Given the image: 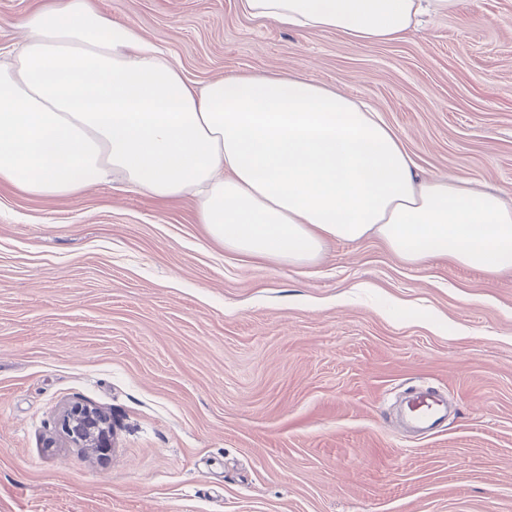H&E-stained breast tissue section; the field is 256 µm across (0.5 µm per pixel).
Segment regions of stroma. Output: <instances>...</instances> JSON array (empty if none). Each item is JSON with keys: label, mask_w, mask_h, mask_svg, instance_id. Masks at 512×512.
Returning <instances> with one entry per match:
<instances>
[{"label": "stroma", "mask_w": 512, "mask_h": 512, "mask_svg": "<svg viewBox=\"0 0 512 512\" xmlns=\"http://www.w3.org/2000/svg\"><path fill=\"white\" fill-rule=\"evenodd\" d=\"M40 0H0V51ZM185 76L301 73L364 101L421 171L512 198V0L359 46L239 0H94ZM451 411L406 434L397 402ZM104 456L47 448L66 404ZM0 512H512V272L409 265L378 239L306 266L210 242L191 199L0 185ZM60 428L66 443L88 451L104 450L110 432V422L104 412L87 404L68 406L61 417Z\"/></svg>", "instance_id": "35a3bbf8"}]
</instances>
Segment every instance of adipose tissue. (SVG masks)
Instances as JSON below:
<instances>
[{
	"instance_id": "ef3b65f1",
	"label": "adipose tissue",
	"mask_w": 512,
	"mask_h": 512,
	"mask_svg": "<svg viewBox=\"0 0 512 512\" xmlns=\"http://www.w3.org/2000/svg\"><path fill=\"white\" fill-rule=\"evenodd\" d=\"M298 33L403 40L457 0H240ZM0 60V184L70 197L121 180L191 198L208 238L259 262H313L330 241L374 236L400 260L512 271V202L418 172L365 103L298 74H232L197 88L153 41L92 0H51L21 19Z\"/></svg>"
}]
</instances>
